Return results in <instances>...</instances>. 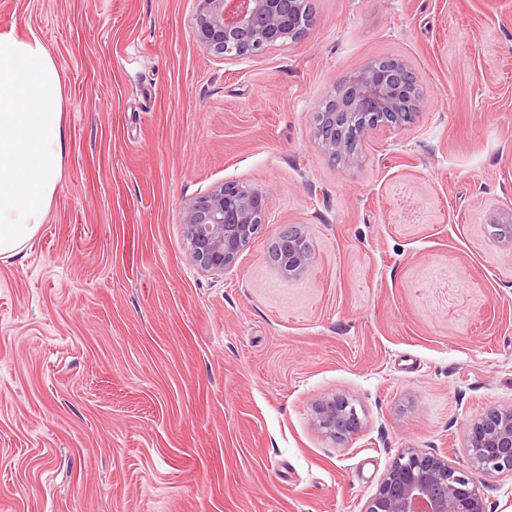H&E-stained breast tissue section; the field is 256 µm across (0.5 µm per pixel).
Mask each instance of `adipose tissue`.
<instances>
[{
	"label": "adipose tissue",
	"instance_id": "adipose-tissue-1",
	"mask_svg": "<svg viewBox=\"0 0 512 512\" xmlns=\"http://www.w3.org/2000/svg\"><path fill=\"white\" fill-rule=\"evenodd\" d=\"M64 88L34 33L0 32V261L45 224L59 190L67 131Z\"/></svg>",
	"mask_w": 512,
	"mask_h": 512
}]
</instances>
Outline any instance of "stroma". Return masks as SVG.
I'll use <instances>...</instances> for the list:
<instances>
[{"label": "stroma", "instance_id": "35a3bbf8", "mask_svg": "<svg viewBox=\"0 0 512 512\" xmlns=\"http://www.w3.org/2000/svg\"><path fill=\"white\" fill-rule=\"evenodd\" d=\"M310 2L300 39L220 59L197 0H0L68 128L46 224L0 261V512H363L405 448L475 473L471 423L512 406V0ZM383 57L420 112L332 156L317 112ZM232 181L267 224L205 272L184 207ZM333 395L344 441L314 420ZM276 254L271 255L273 263L288 278L302 276L312 260V252L307 237L296 225L283 227L273 242ZM315 420L325 436L343 440L354 434L360 421L353 407L341 397L331 396L320 401L314 408Z\"/></svg>", "mask_w": 512, "mask_h": 512}]
</instances>
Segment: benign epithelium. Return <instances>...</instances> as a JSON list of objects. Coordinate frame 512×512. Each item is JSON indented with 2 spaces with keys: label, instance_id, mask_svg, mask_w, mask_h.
Here are the masks:
<instances>
[{
  "label": "benign epithelium",
  "instance_id": "1",
  "mask_svg": "<svg viewBox=\"0 0 512 512\" xmlns=\"http://www.w3.org/2000/svg\"><path fill=\"white\" fill-rule=\"evenodd\" d=\"M305 0H199L196 42L217 58L257 56L277 42L294 37ZM332 111H321L324 145L336 150L355 116L371 120L389 113L402 124L419 112L422 100L406 71L370 66L349 77L341 95L329 100ZM267 191L259 187L219 186L184 208L189 252L202 270L222 272L263 231ZM274 264L289 278L302 276L312 260L307 237L295 225L283 227L273 242ZM325 436L343 440L355 433L356 410L331 396L314 408ZM468 448L484 474L512 471V407L492 409L469 428ZM364 512H486L478 480L456 473L447 460L415 448L394 459L378 492Z\"/></svg>",
  "mask_w": 512,
  "mask_h": 512
}]
</instances>
